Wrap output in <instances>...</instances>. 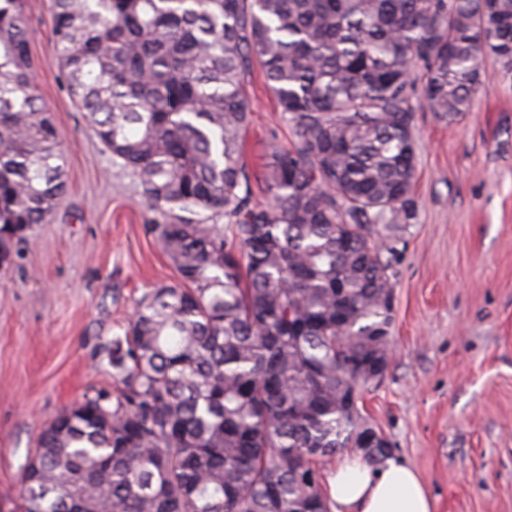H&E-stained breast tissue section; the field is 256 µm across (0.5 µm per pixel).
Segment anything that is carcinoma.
<instances>
[{
    "label": "carcinoma",
    "instance_id": "1",
    "mask_svg": "<svg viewBox=\"0 0 512 512\" xmlns=\"http://www.w3.org/2000/svg\"><path fill=\"white\" fill-rule=\"evenodd\" d=\"M54 61L139 182L180 284L141 296L119 388L62 410L22 512H330L305 480L365 422L343 392L393 323L415 215V112L472 109L512 74V0H51ZM424 68L416 93L413 71ZM262 71L293 140L243 159ZM65 157L32 84L22 0H0V253L62 201Z\"/></svg>",
    "mask_w": 512,
    "mask_h": 512
}]
</instances>
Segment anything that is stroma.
Here are the masks:
<instances>
[{"label": "stroma", "mask_w": 512, "mask_h": 512, "mask_svg": "<svg viewBox=\"0 0 512 512\" xmlns=\"http://www.w3.org/2000/svg\"><path fill=\"white\" fill-rule=\"evenodd\" d=\"M24 9L67 193L0 268V512L17 510L41 426L114 389L112 341L137 300L179 282L137 179L113 163L53 60L51 0ZM247 92L244 160L258 173L291 134L260 71ZM414 137L417 208L395 266L393 355L359 405L436 512H512V77L494 75L456 120L418 110Z\"/></svg>", "instance_id": "obj_1"}]
</instances>
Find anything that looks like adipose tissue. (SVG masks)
<instances>
[{"label": "adipose tissue", "mask_w": 512, "mask_h": 512, "mask_svg": "<svg viewBox=\"0 0 512 512\" xmlns=\"http://www.w3.org/2000/svg\"><path fill=\"white\" fill-rule=\"evenodd\" d=\"M332 512H435V501L417 472L386 458L370 466L361 455L341 456L325 478Z\"/></svg>", "instance_id": "ef3b65f1"}]
</instances>
